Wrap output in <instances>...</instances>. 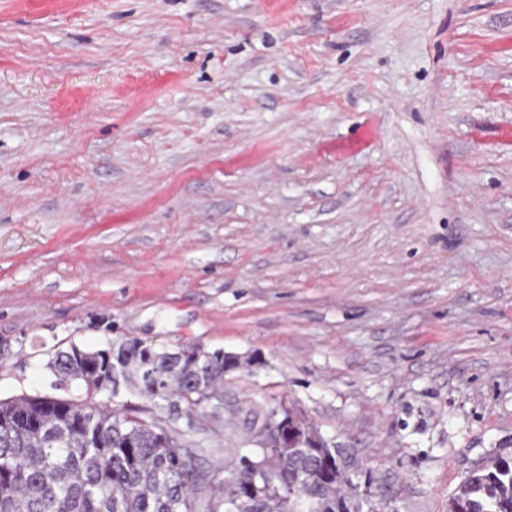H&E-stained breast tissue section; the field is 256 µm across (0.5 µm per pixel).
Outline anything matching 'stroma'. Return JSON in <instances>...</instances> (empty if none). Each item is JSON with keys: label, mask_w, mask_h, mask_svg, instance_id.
Segmentation results:
<instances>
[{"label": "stroma", "mask_w": 512, "mask_h": 512, "mask_svg": "<svg viewBox=\"0 0 512 512\" xmlns=\"http://www.w3.org/2000/svg\"><path fill=\"white\" fill-rule=\"evenodd\" d=\"M223 349L201 470L300 410L379 512L512 454V0H0V399Z\"/></svg>", "instance_id": "stroma-1"}]
</instances>
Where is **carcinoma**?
Returning a JSON list of instances; mask_svg holds the SVG:
<instances>
[{
    "instance_id": "obj_1",
    "label": "carcinoma",
    "mask_w": 512,
    "mask_h": 512,
    "mask_svg": "<svg viewBox=\"0 0 512 512\" xmlns=\"http://www.w3.org/2000/svg\"><path fill=\"white\" fill-rule=\"evenodd\" d=\"M108 348L114 372L92 384L85 367L100 349L84 348L79 358L71 345L48 362L56 388L84 389L82 405L70 411L65 396L0 400V512H363L350 457L316 428L313 448L268 450L280 474L250 498L241 497L251 480L242 457L205 474L197 463L204 445L182 456L163 446L156 418L173 407L200 424L201 395L224 394L221 350L180 361L173 349L144 341L110 339ZM118 387L142 405L115 407ZM80 420L92 425L88 446L70 434ZM448 512H512V456H491L472 470L448 498Z\"/></svg>"
}]
</instances>
